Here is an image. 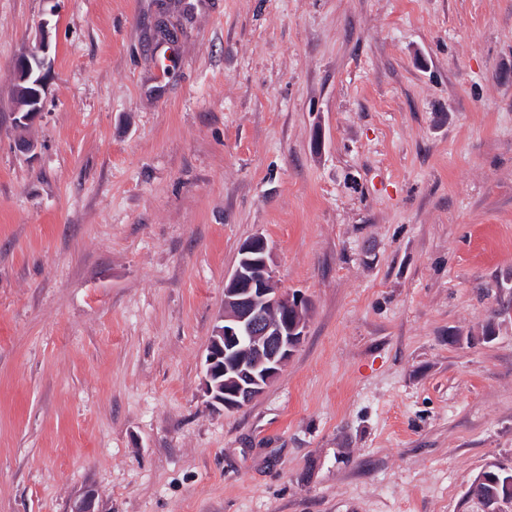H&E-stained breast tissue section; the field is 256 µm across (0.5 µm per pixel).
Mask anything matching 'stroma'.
Masks as SVG:
<instances>
[{
    "mask_svg": "<svg viewBox=\"0 0 512 512\" xmlns=\"http://www.w3.org/2000/svg\"><path fill=\"white\" fill-rule=\"evenodd\" d=\"M257 233L311 316L215 410L205 355ZM498 466L512 0H0V512H478ZM49 22L43 19L38 23L40 38L36 46L28 53L19 56L13 66L17 82L25 84L22 89L25 101L29 107L16 109L21 102L22 96H18L16 85L13 90L14 103V123L17 127L24 124H30L31 120L36 119L43 108V96L46 89V79L51 68V60L48 56L49 46L46 40V30Z\"/></svg>",
    "mask_w": 512,
    "mask_h": 512,
    "instance_id": "1",
    "label": "stroma"
}]
</instances>
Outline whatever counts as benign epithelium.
<instances>
[{"label":"benign epithelium","mask_w":512,"mask_h":512,"mask_svg":"<svg viewBox=\"0 0 512 512\" xmlns=\"http://www.w3.org/2000/svg\"><path fill=\"white\" fill-rule=\"evenodd\" d=\"M48 20L38 23L40 38L13 66L28 106L14 111L22 127L42 112L51 68L46 40ZM311 304L307 297L281 289L272 248L256 234L243 242L224 287V311L213 328L205 356L203 394L213 409H242L273 382L302 342Z\"/></svg>","instance_id":"obj_1"}]
</instances>
